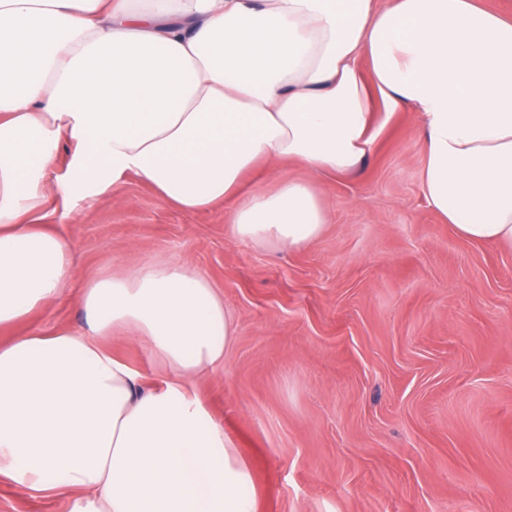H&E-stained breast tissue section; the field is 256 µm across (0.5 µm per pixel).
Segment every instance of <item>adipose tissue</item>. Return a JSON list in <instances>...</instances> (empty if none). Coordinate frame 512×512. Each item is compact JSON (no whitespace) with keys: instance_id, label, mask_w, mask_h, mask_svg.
Wrapping results in <instances>:
<instances>
[{"instance_id":"1","label":"adipose tissue","mask_w":512,"mask_h":512,"mask_svg":"<svg viewBox=\"0 0 512 512\" xmlns=\"http://www.w3.org/2000/svg\"><path fill=\"white\" fill-rule=\"evenodd\" d=\"M413 108L420 189L459 236L512 249V17L481 0H0V327L58 299L70 243L35 224L61 145L62 197L136 176L178 209L223 205L232 236L306 248L313 178ZM294 163L307 178L262 181ZM87 328L0 346V479L72 512H258L255 477L192 388L223 364L222 295L184 263L86 276ZM124 328L169 369L148 388L102 340Z\"/></svg>"}]
</instances>
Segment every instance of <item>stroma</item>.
I'll use <instances>...</instances> for the list:
<instances>
[{"label": "stroma", "mask_w": 512, "mask_h": 512, "mask_svg": "<svg viewBox=\"0 0 512 512\" xmlns=\"http://www.w3.org/2000/svg\"><path fill=\"white\" fill-rule=\"evenodd\" d=\"M424 165L414 112L395 113L353 173L320 178L329 222L293 252L235 240L223 208L183 212L134 177L67 201L49 187L73 276L21 329L85 326L86 274L188 264L236 329L194 389L253 469L260 512H512V251L444 223ZM103 344L146 385L168 374L126 330ZM71 504L0 481V512Z\"/></svg>", "instance_id": "stroma-1"}]
</instances>
